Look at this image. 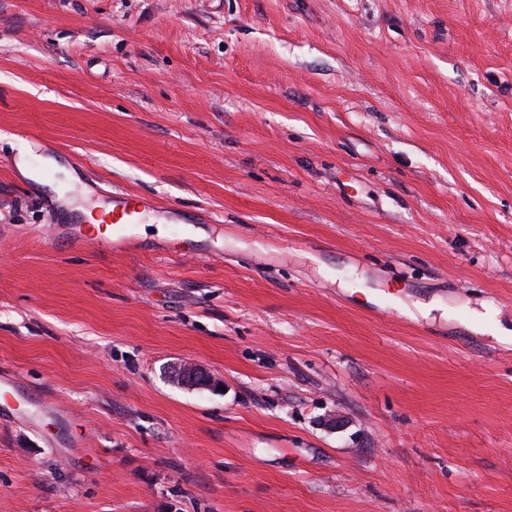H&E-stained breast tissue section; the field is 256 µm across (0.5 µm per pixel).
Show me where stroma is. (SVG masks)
Instances as JSON below:
<instances>
[{"mask_svg": "<svg viewBox=\"0 0 512 512\" xmlns=\"http://www.w3.org/2000/svg\"><path fill=\"white\" fill-rule=\"evenodd\" d=\"M486 306L512 0H0V512H512ZM120 195L112 201L113 225L104 227L93 225L89 228L79 226L78 232H72V240L76 245L95 244L102 249L113 251L117 246L126 242L121 226L123 224H138L144 202L128 193ZM177 382L185 388L195 389L203 386H216L213 379L203 368L195 363L180 364L175 369Z\"/></svg>", "mask_w": 512, "mask_h": 512, "instance_id": "35a3bbf8", "label": "stroma"}]
</instances>
